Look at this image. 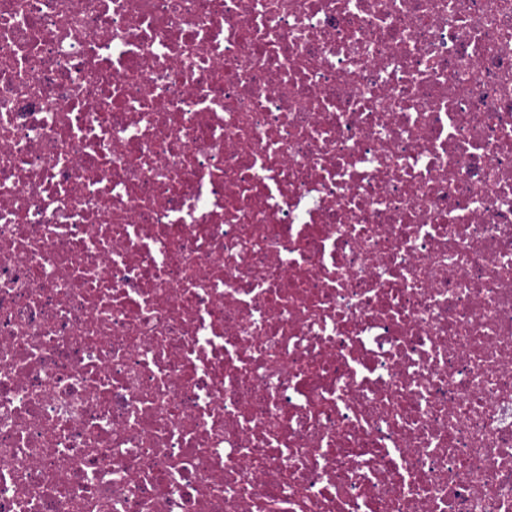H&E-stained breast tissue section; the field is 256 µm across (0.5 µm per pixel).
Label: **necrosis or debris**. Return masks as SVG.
<instances>
[{"label": "necrosis or debris", "mask_w": 512, "mask_h": 512, "mask_svg": "<svg viewBox=\"0 0 512 512\" xmlns=\"http://www.w3.org/2000/svg\"><path fill=\"white\" fill-rule=\"evenodd\" d=\"M0 512H512V0H0Z\"/></svg>", "instance_id": "1"}]
</instances>
